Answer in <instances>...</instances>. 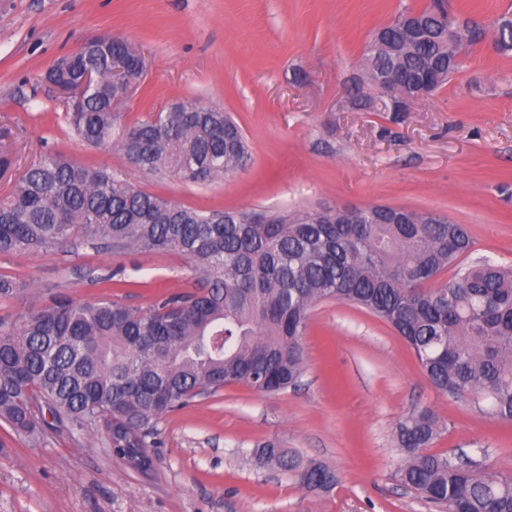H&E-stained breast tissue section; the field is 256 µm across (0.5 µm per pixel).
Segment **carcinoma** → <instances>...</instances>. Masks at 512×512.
<instances>
[{
	"instance_id": "carcinoma-1",
	"label": "carcinoma",
	"mask_w": 512,
	"mask_h": 512,
	"mask_svg": "<svg viewBox=\"0 0 512 512\" xmlns=\"http://www.w3.org/2000/svg\"><path fill=\"white\" fill-rule=\"evenodd\" d=\"M438 2L377 30L383 48L368 41L366 82L355 87L361 107L388 111L387 82L407 90L431 69L438 89L461 68L478 40L461 36L451 46L448 32L460 24ZM409 16L420 26L414 37L405 31ZM498 22L503 27L494 33L507 54L512 19L504 14ZM114 54H127L123 40L63 58L48 73L57 84L98 71L97 84L76 97L69 116L91 146L112 143ZM118 146L137 170L189 185L222 181L250 159L239 126L194 100L136 122ZM374 212L381 214L377 224H336L302 210L254 224L250 210L201 211L59 153L41 154L0 197V255L78 239L114 253L175 252L200 278L194 290L145 308L58 294L18 324L0 319V419L34 444L49 429L75 439L100 434L113 456L147 471L161 419L195 396L234 383L260 393L295 385L309 312L336 300L389 324L439 391L467 396L511 423L512 268L464 263L473 241L462 224L387 206ZM29 288L0 274V299L21 298ZM439 430L427 407L399 423L398 480L446 512H512V475L469 457L427 452ZM254 455L316 496L338 482L329 466L275 442Z\"/></svg>"
}]
</instances>
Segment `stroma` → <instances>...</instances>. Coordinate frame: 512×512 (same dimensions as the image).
Wrapping results in <instances>:
<instances>
[{
    "label": "stroma",
    "mask_w": 512,
    "mask_h": 512,
    "mask_svg": "<svg viewBox=\"0 0 512 512\" xmlns=\"http://www.w3.org/2000/svg\"><path fill=\"white\" fill-rule=\"evenodd\" d=\"M428 2L0 0V153L13 159L0 196L55 151L203 211L436 212L466 226L470 261L512 265V55L476 45L446 86L396 122L355 109L348 94L373 32ZM100 36L124 38L146 63L137 88L113 108L114 131L191 98L235 119L247 168L187 185L137 171L117 145L80 142L65 118L70 99L45 74ZM0 273L32 285L24 298L0 301L8 321L59 291L144 307L193 283L181 256L84 243L0 255ZM302 343L297 386L263 394L231 384L165 415L148 472L127 467L103 439L53 431L34 445L0 421V512H440L394 478L396 427L421 407L443 426L431 452L512 473V424L437 390L381 319L326 300L311 309ZM271 440L334 468L336 488L314 496L291 474L256 464L253 449Z\"/></svg>",
    "instance_id": "stroma-1"
}]
</instances>
